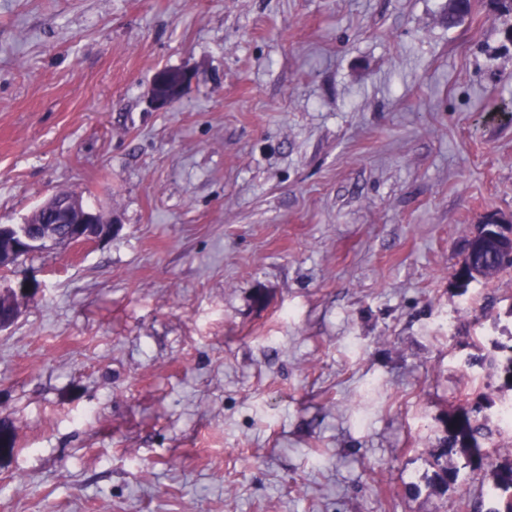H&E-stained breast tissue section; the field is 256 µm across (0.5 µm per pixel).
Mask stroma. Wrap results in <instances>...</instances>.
<instances>
[{
	"label": "stroma",
	"mask_w": 512,
	"mask_h": 512,
	"mask_svg": "<svg viewBox=\"0 0 512 512\" xmlns=\"http://www.w3.org/2000/svg\"><path fill=\"white\" fill-rule=\"evenodd\" d=\"M0 0V224L76 191L110 236L21 259L0 512H487L433 455L512 396V19L474 0ZM197 79L165 109L155 72ZM479 295L475 310L459 307ZM466 260L471 270V283L459 286L464 288L462 293H466L472 283H482L512 268V258L504 259L501 248L482 236H477L471 242V250L466 254Z\"/></svg>",
	"instance_id": "1"
}]
</instances>
